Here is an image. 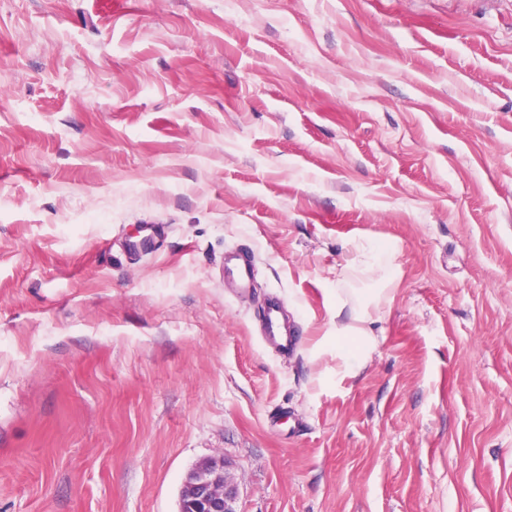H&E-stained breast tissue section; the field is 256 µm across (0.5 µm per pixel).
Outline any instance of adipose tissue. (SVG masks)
I'll return each mask as SVG.
<instances>
[{
  "mask_svg": "<svg viewBox=\"0 0 512 512\" xmlns=\"http://www.w3.org/2000/svg\"><path fill=\"white\" fill-rule=\"evenodd\" d=\"M370 266L381 271L382 287L365 289L350 304L337 300L336 321L328 332L329 337L337 341L336 373L342 377L356 376L368 364L379 342L374 330L381 320L379 301L392 298V287L400 280L401 270L395 262L393 249L378 248Z\"/></svg>",
  "mask_w": 512,
  "mask_h": 512,
  "instance_id": "adipose-tissue-1",
  "label": "adipose tissue"
}]
</instances>
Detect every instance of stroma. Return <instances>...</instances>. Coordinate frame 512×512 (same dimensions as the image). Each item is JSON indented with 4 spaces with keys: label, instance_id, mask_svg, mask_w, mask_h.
Listing matches in <instances>:
<instances>
[{
    "label": "stroma",
    "instance_id": "35a3bbf8",
    "mask_svg": "<svg viewBox=\"0 0 512 512\" xmlns=\"http://www.w3.org/2000/svg\"><path fill=\"white\" fill-rule=\"evenodd\" d=\"M218 456L237 512H512V0H0V512H178ZM368 267L383 273V288L365 289L346 312L348 305L341 297V288L336 291V323L333 321L331 329L323 336L336 338V376L353 377L366 367L379 342L373 328L381 320L379 301L382 297L391 301L396 288L387 287L400 280L401 270L395 262L393 249L379 247ZM346 339L352 341L350 346L343 344ZM255 276L254 260L232 252L224 253V280L232 281L238 288H250ZM261 336L263 342L280 352L292 351L296 336L288 326L281 305L276 301H267L261 309Z\"/></svg>",
    "mask_w": 512,
    "mask_h": 512
}]
</instances>
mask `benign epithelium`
Masks as SVG:
<instances>
[{"mask_svg": "<svg viewBox=\"0 0 512 512\" xmlns=\"http://www.w3.org/2000/svg\"><path fill=\"white\" fill-rule=\"evenodd\" d=\"M235 498L224 458H211L187 474L180 490L179 512H237Z\"/></svg>", "mask_w": 512, "mask_h": 512, "instance_id": "benign-epithelium-1", "label": "benign epithelium"}]
</instances>
